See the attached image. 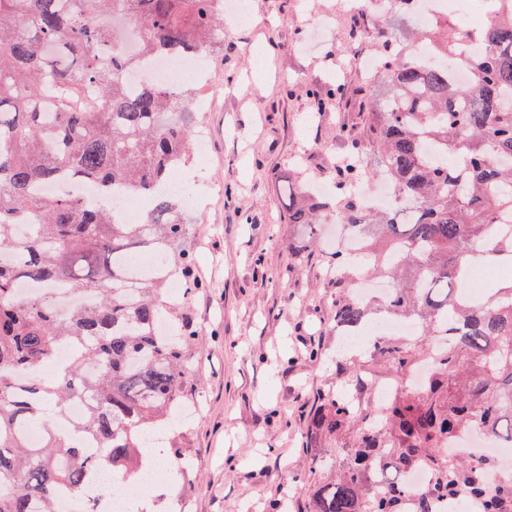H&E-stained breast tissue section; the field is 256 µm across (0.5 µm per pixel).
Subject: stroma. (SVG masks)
<instances>
[{"label":"stroma","instance_id":"1","mask_svg":"<svg viewBox=\"0 0 512 512\" xmlns=\"http://www.w3.org/2000/svg\"><path fill=\"white\" fill-rule=\"evenodd\" d=\"M246 24L224 21V53L210 68L227 87L202 124L205 166L189 162L178 180L202 199L189 210L195 270L203 286L185 310L195 336L185 407L191 420L166 431L159 448L179 447L187 472L167 475L136 512H305L320 486L349 463L362 425L307 438V415L319 396L344 395L381 412L380 387L393 399L425 395L438 383L456 396L448 373L420 377L434 341L424 328L405 336L379 327L345 346L336 326L350 288L326 277L330 248L309 245L303 228L286 223L282 184L328 181L348 138L361 135L369 107L360 60L384 36L431 26L398 15L382 23L366 0H250ZM361 34L349 35L352 21ZM339 86L323 110L309 89ZM317 357H310L311 346ZM406 351L395 369L383 353Z\"/></svg>","mask_w":512,"mask_h":512}]
</instances>
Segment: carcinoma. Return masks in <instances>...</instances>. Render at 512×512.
I'll return each mask as SVG.
<instances>
[{
  "label": "carcinoma",
  "instance_id": "carcinoma-1",
  "mask_svg": "<svg viewBox=\"0 0 512 512\" xmlns=\"http://www.w3.org/2000/svg\"><path fill=\"white\" fill-rule=\"evenodd\" d=\"M122 12L144 24V54L181 55L196 47L224 55V15L213 0H0V512H56L58 497L96 486L103 469L128 479L154 462L148 439L183 409L188 325L164 299L169 281L191 288L194 258L185 209L168 184L191 156V103L199 86L146 84L130 94L117 32L102 23ZM476 40L479 56L461 47ZM427 59L414 60L397 37L381 44L384 66L363 89L370 135L352 144L334 172V203L288 190L286 219L317 238L334 215L365 238L362 264L388 278L385 312L442 328L448 349L436 367L463 379L448 402L433 387L388 405L384 419L400 447L379 448L365 428L345 473L315 491L310 512H437L460 490L504 512L512 484L491 487L485 464L448 465L435 451L472 424L512 446V287L474 294L466 279L477 258L512 259V0L477 31L423 34ZM377 175L396 205L372 211L354 184ZM93 182L99 200L38 187ZM126 188L148 198L134 222L106 204ZM157 255L139 276L134 258ZM340 250L328 272L343 283ZM29 281L42 291L19 295ZM367 308H336V326L355 330ZM77 356L58 362L60 347ZM56 367L48 380L20 374ZM87 404L70 434L55 429L69 402ZM367 413L341 396L324 397L311 428L333 433ZM30 427L45 432L31 447ZM85 435L96 454L79 443ZM387 455L402 471L422 466L432 480L413 497L374 465Z\"/></svg>",
  "mask_w": 512,
  "mask_h": 512
}]
</instances>
